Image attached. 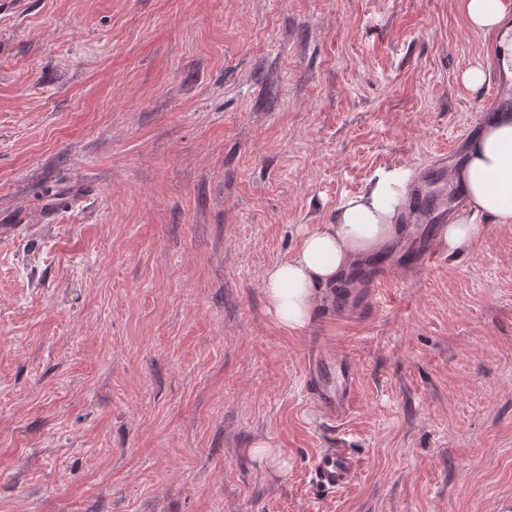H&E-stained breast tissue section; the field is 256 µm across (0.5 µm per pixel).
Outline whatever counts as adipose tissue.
<instances>
[{
	"label": "adipose tissue",
	"instance_id": "ef3b65f1",
	"mask_svg": "<svg viewBox=\"0 0 512 512\" xmlns=\"http://www.w3.org/2000/svg\"><path fill=\"white\" fill-rule=\"evenodd\" d=\"M453 179L463 187L474 214L512 223V112L488 119L469 142L466 160ZM404 205V174L381 172L362 193L339 205L335 223L305 229L298 249L265 272L268 311L283 327L304 331L326 287L392 236Z\"/></svg>",
	"mask_w": 512,
	"mask_h": 512
}]
</instances>
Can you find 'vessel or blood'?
<instances>
[{
	"mask_svg": "<svg viewBox=\"0 0 512 512\" xmlns=\"http://www.w3.org/2000/svg\"><path fill=\"white\" fill-rule=\"evenodd\" d=\"M494 75L486 97L479 103V114L512 109V60L502 61L497 50H490ZM407 223L447 224L466 208V199L455 185L449 184L439 170L428 172L412 184ZM407 268H428L441 253L435 235L412 238L403 251ZM308 386L314 402L331 418L341 419L355 403V370L345 356L328 357L321 349L310 352L306 365ZM314 485L327 492L345 490L354 485L360 475V464L348 448H326L314 456L311 467Z\"/></svg>",
	"mask_w": 512,
	"mask_h": 512,
	"instance_id": "vessel-or-blood-1",
	"label": "vessel or blood"
}]
</instances>
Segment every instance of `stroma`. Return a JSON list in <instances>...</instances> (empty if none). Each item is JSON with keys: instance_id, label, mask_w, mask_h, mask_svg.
<instances>
[{"instance_id": "35a3bbf8", "label": "stroma", "mask_w": 512, "mask_h": 512, "mask_svg": "<svg viewBox=\"0 0 512 512\" xmlns=\"http://www.w3.org/2000/svg\"><path fill=\"white\" fill-rule=\"evenodd\" d=\"M490 39L460 0H0V512H512V225L301 333L262 283L378 171L456 169ZM306 372L313 401L331 418L345 417L355 403V370L347 356L330 358L324 350L309 353ZM252 452L266 462L277 477H288V455L283 448H276L268 441L258 440L255 442ZM358 458L350 448H324L312 461L313 484L327 492L343 491L360 475Z\"/></svg>"}]
</instances>
